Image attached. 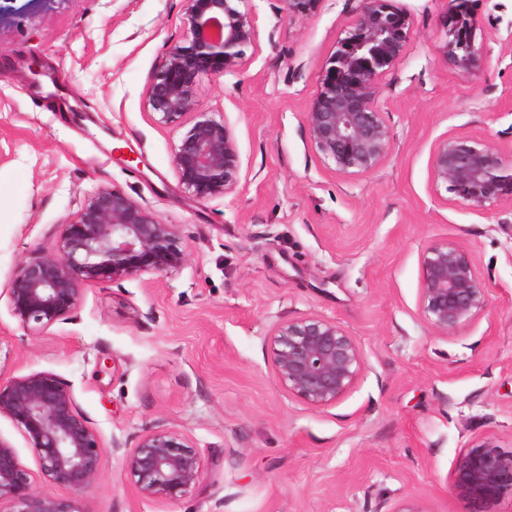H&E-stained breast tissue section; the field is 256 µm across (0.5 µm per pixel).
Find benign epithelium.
Here are the masks:
<instances>
[{"mask_svg":"<svg viewBox=\"0 0 512 512\" xmlns=\"http://www.w3.org/2000/svg\"><path fill=\"white\" fill-rule=\"evenodd\" d=\"M289 18L313 14L322 0H283ZM471 0H448L446 41L440 52L461 77L474 80L488 53L477 41ZM248 0H182L187 37L155 70L147 90L152 120L168 126L189 118L174 154L185 194L196 201L236 192L240 154L226 121L203 110L200 79L235 70L254 45ZM409 17L394 0H359L344 37L318 77L306 122L310 141L342 175L372 173L387 156L393 135L378 100L382 76L401 58ZM431 178L476 209L512 201V163L498 148L467 137L434 147ZM179 229L117 187H99L61 224L55 245L36 247L17 265L5 288L8 310L35 336L73 317L90 285L124 276L162 274L187 260ZM421 313L438 335L472 323L488 305L487 286L464 246L442 242L421 257ZM274 373L288 393L321 408L336 404L365 367L360 343L339 322L310 315L278 323L269 334ZM22 432L39 464L40 480L77 493L99 478L106 455L101 435L76 403L69 382L49 371L0 381V417ZM123 467L146 498L185 496L204 477L191 438L177 429L145 431L124 451ZM462 512H491L512 495V453L489 445L466 449L450 475ZM9 512H80L75 500L36 487L9 442L0 438V506Z\"/></svg>","mask_w":512,"mask_h":512,"instance_id":"obj_1","label":"benign epithelium"}]
</instances>
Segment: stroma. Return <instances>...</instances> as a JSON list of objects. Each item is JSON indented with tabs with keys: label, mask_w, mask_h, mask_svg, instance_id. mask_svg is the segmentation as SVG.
<instances>
[{
	"label": "stroma",
	"mask_w": 512,
	"mask_h": 512,
	"mask_svg": "<svg viewBox=\"0 0 512 512\" xmlns=\"http://www.w3.org/2000/svg\"><path fill=\"white\" fill-rule=\"evenodd\" d=\"M411 37L381 80L391 149L371 174H337L305 113L358 0L286 18L250 0L256 39L200 104L241 156L235 194L189 199L173 168L182 127L151 119L152 74L186 32L181 0H9L0 11V287L52 246L84 196L117 187L179 225L184 267L88 287L32 336L0 299V378L51 371L105 443L188 433L202 483L140 496L121 454L76 493L80 512H461L449 474L467 448L512 452V202L477 210L431 180L435 144L467 136L512 152V0H474L490 47L477 82L440 53L448 0H397ZM463 244L489 302L439 336L424 320L421 255ZM306 315L337 320L366 368L336 405L288 394L268 335Z\"/></svg>",
	"instance_id": "obj_1"
}]
</instances>
